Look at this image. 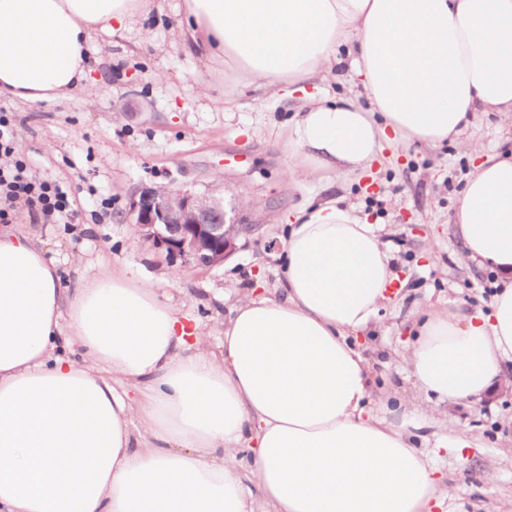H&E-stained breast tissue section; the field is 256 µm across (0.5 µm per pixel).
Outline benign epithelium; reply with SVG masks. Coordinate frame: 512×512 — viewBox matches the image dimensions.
<instances>
[{"mask_svg": "<svg viewBox=\"0 0 512 512\" xmlns=\"http://www.w3.org/2000/svg\"><path fill=\"white\" fill-rule=\"evenodd\" d=\"M125 220L170 262L180 260L203 270L224 265L251 229L228 216L224 195L216 189L199 193L147 183L130 193Z\"/></svg>", "mask_w": 512, "mask_h": 512, "instance_id": "7a95c632", "label": "benign epithelium"}]
</instances>
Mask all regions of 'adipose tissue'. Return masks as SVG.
I'll use <instances>...</instances> for the list:
<instances>
[{"label":"adipose tissue","mask_w":512,"mask_h":512,"mask_svg":"<svg viewBox=\"0 0 512 512\" xmlns=\"http://www.w3.org/2000/svg\"><path fill=\"white\" fill-rule=\"evenodd\" d=\"M153 3L0 0V96L85 90L92 33H122ZM182 23L243 86L286 97L355 46L369 108L311 94L290 132L315 169L358 175L390 134L465 144L478 162L453 223L466 261L495 275L493 312L425 311L412 385L377 415L353 339L394 274L354 206L296 211L278 293L238 297L218 354L132 272L63 287L43 240L0 225V512H434L450 490L408 408L479 398L512 362V154L464 141L482 113L512 126V0H183Z\"/></svg>","instance_id":"adipose-tissue-1"}]
</instances>
